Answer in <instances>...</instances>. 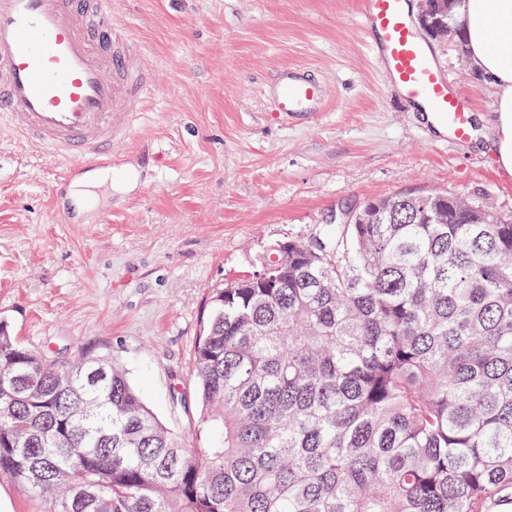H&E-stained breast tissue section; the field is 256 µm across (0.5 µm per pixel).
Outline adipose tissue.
I'll return each mask as SVG.
<instances>
[{
  "instance_id": "adipose-tissue-1",
  "label": "adipose tissue",
  "mask_w": 512,
  "mask_h": 512,
  "mask_svg": "<svg viewBox=\"0 0 512 512\" xmlns=\"http://www.w3.org/2000/svg\"><path fill=\"white\" fill-rule=\"evenodd\" d=\"M453 16L466 35L470 66L495 90L493 128L473 115L471 139L492 146L501 171L512 177V0H459Z\"/></svg>"
}]
</instances>
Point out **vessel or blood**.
<instances>
[{
	"mask_svg": "<svg viewBox=\"0 0 512 512\" xmlns=\"http://www.w3.org/2000/svg\"><path fill=\"white\" fill-rule=\"evenodd\" d=\"M357 6L375 64L400 98L427 107L453 138L468 139L470 104L414 30L408 0ZM141 56L131 31L115 23L112 0H0V126L59 165L52 206L63 223L81 221L65 186L111 167L113 139L130 136L152 90ZM326 103L323 82L308 69L276 72L277 114L315 118Z\"/></svg>",
	"mask_w": 512,
	"mask_h": 512,
	"instance_id": "vessel-or-blood-1",
	"label": "vessel or blood"
}]
</instances>
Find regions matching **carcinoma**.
<instances>
[{
  "instance_id": "carcinoma-1",
  "label": "carcinoma",
  "mask_w": 512,
  "mask_h": 512,
  "mask_svg": "<svg viewBox=\"0 0 512 512\" xmlns=\"http://www.w3.org/2000/svg\"><path fill=\"white\" fill-rule=\"evenodd\" d=\"M425 196L370 199L212 289L191 382L215 447H183L112 359L64 365L0 321V476L51 512L512 504V220Z\"/></svg>"
}]
</instances>
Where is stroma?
<instances>
[{
	"mask_svg": "<svg viewBox=\"0 0 512 512\" xmlns=\"http://www.w3.org/2000/svg\"><path fill=\"white\" fill-rule=\"evenodd\" d=\"M115 2L146 49L152 94L80 224L52 214L50 163L0 131V319L57 360H116L184 447L205 448L217 434L199 432L189 379L212 289L379 196L446 190L512 216V179L491 149L436 135L398 99L355 0ZM430 45L493 125L465 46ZM288 66L328 88L314 121L272 116L268 84Z\"/></svg>",
	"mask_w": 512,
	"mask_h": 512,
	"instance_id": "obj_1",
	"label": "stroma"
}]
</instances>
